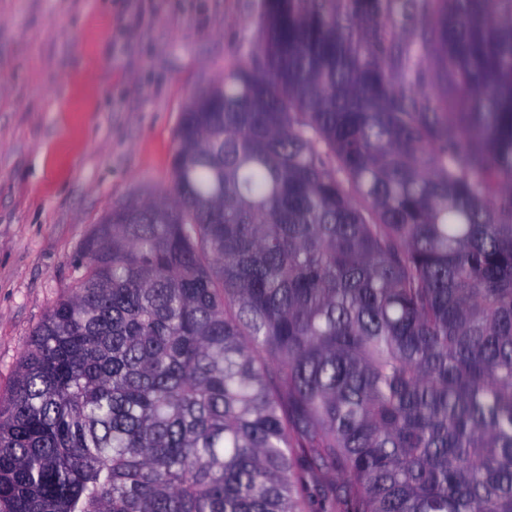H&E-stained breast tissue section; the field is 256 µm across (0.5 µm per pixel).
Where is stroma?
<instances>
[{
    "instance_id": "obj_1",
    "label": "stroma",
    "mask_w": 512,
    "mask_h": 512,
    "mask_svg": "<svg viewBox=\"0 0 512 512\" xmlns=\"http://www.w3.org/2000/svg\"><path fill=\"white\" fill-rule=\"evenodd\" d=\"M260 0H0V398L116 205L172 182L176 129L257 56Z\"/></svg>"
}]
</instances>
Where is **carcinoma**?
I'll use <instances>...</instances> for the list:
<instances>
[{
    "mask_svg": "<svg viewBox=\"0 0 512 512\" xmlns=\"http://www.w3.org/2000/svg\"><path fill=\"white\" fill-rule=\"evenodd\" d=\"M0 401V512H512V0H261Z\"/></svg>",
    "mask_w": 512,
    "mask_h": 512,
    "instance_id": "obj_1",
    "label": "carcinoma"
}]
</instances>
